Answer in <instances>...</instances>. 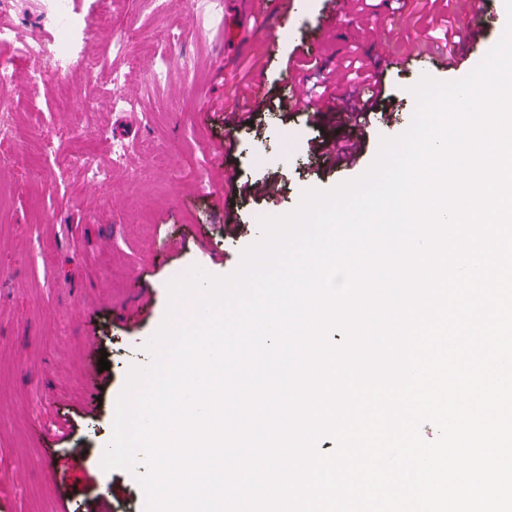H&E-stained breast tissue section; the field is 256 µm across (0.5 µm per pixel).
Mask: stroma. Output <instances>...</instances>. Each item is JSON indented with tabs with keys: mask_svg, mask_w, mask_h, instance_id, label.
Here are the masks:
<instances>
[{
	"mask_svg": "<svg viewBox=\"0 0 512 512\" xmlns=\"http://www.w3.org/2000/svg\"><path fill=\"white\" fill-rule=\"evenodd\" d=\"M298 13L279 19L276 0H257L260 14L241 13L229 0L222 24L190 14L187 0H167L162 15L138 0H68L80 24L77 49L94 72L52 76L28 89V61L17 82L0 89V112L14 135L0 139V512H95L103 493L112 512H143L144 495L124 469L104 470L100 450L111 440L113 406L131 365L150 361L145 346L163 322L168 283L199 265L213 275L237 267L241 251L260 236L258 214L293 210L307 188L330 189L360 176L375 159L381 137L405 132L411 92L422 76L453 81L468 75L503 35L504 0H481L490 32L472 43L456 0H363L339 28H324L330 0H299ZM462 65L434 68L447 34ZM386 48H379V41ZM407 57L390 67L386 56ZM192 59L194 68L183 65ZM313 68H304V61ZM378 73L385 97L377 108L399 122L373 120L356 165L319 164L315 141L342 136L330 120L307 122L304 109L283 110L295 79L312 86L356 66ZM121 70L123 94L136 103L128 151L112 162L120 119L102 101L109 74ZM166 70L157 84L153 75ZM262 79L269 102L254 126L233 132L206 112L233 104L239 87ZM52 121L56 135L42 127ZM82 136L97 162L111 166L104 184L66 168L72 136ZM238 183L274 179L277 203L238 193L216 201L225 173ZM228 224L246 225L238 238ZM110 368L98 387L86 373L100 357ZM85 453L84 470L49 476L52 452ZM27 471L14 482L13 469Z\"/></svg>",
	"mask_w": 512,
	"mask_h": 512,
	"instance_id": "stroma-1",
	"label": "stroma"
}]
</instances>
